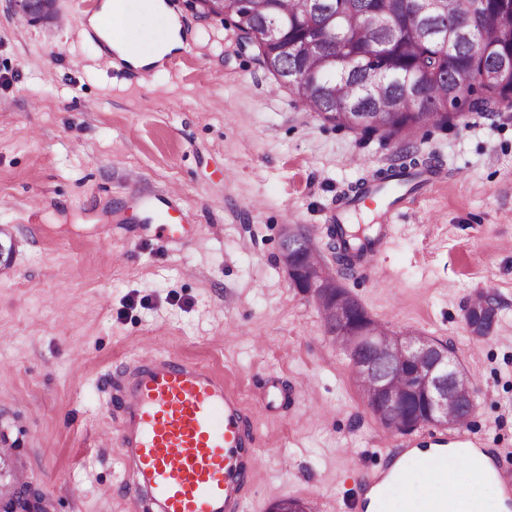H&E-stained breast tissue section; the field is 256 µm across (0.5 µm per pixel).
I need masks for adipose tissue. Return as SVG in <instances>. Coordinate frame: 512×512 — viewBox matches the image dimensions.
I'll use <instances>...</instances> for the list:
<instances>
[{"label":"adipose tissue","instance_id":"ef3b65f1","mask_svg":"<svg viewBox=\"0 0 512 512\" xmlns=\"http://www.w3.org/2000/svg\"><path fill=\"white\" fill-rule=\"evenodd\" d=\"M142 22L150 25L145 44L126 34L132 24ZM88 24L102 39L105 55L142 71L184 46L181 22L165 0H102Z\"/></svg>","mask_w":512,"mask_h":512}]
</instances>
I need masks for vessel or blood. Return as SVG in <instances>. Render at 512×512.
Here are the masks:
<instances>
[{"label": "vessel or blood", "instance_id": "obj_1", "mask_svg": "<svg viewBox=\"0 0 512 512\" xmlns=\"http://www.w3.org/2000/svg\"><path fill=\"white\" fill-rule=\"evenodd\" d=\"M387 238V227H380L363 249L365 275L375 272ZM115 389L118 426L111 438L124 463V484L141 512H245L261 435L237 391L209 365L165 353L125 364ZM423 436L434 456L451 453L460 462L475 443L465 423L451 436L426 428L418 437H391L387 468L361 476L377 512H391L386 487L399 473L400 458L420 450Z\"/></svg>", "mask_w": 512, "mask_h": 512}]
</instances>
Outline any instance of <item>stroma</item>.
I'll return each instance as SVG.
<instances>
[{
  "mask_svg": "<svg viewBox=\"0 0 512 512\" xmlns=\"http://www.w3.org/2000/svg\"><path fill=\"white\" fill-rule=\"evenodd\" d=\"M102 0H56L69 24L26 20L0 0V448L49 512H134L110 382L164 351L223 375L253 411L262 464L247 512L323 498L354 512L358 475L386 467V428L358 389L316 302L279 261L284 223L326 227L351 187L410 151L433 158L408 192L376 275L340 282L376 322L447 345L476 391L471 430L512 473V110L385 139L294 104L231 20L167 0L184 46L148 75L108 66L89 17ZM178 187L175 239L157 236L156 196ZM39 200L31 217L28 204ZM496 307L484 337L465 322ZM310 379L266 410L265 384Z\"/></svg>",
  "mask_w": 512,
  "mask_h": 512,
  "instance_id": "35a3bbf8",
  "label": "stroma"
}]
</instances>
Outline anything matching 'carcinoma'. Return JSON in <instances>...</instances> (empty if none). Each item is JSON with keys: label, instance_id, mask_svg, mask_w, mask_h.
I'll use <instances>...</instances> for the list:
<instances>
[{"label": "carcinoma", "instance_id": "1", "mask_svg": "<svg viewBox=\"0 0 512 512\" xmlns=\"http://www.w3.org/2000/svg\"><path fill=\"white\" fill-rule=\"evenodd\" d=\"M251 28L263 32L274 28L278 37L276 53L264 67L281 86L295 74L305 72L311 85L296 95L295 104L334 123L353 128L351 116L373 109L386 113L393 98L401 109L380 130L365 122L358 130L383 137L398 136L427 124H446L459 113L454 96L457 80L475 75L490 62H512V37L498 35L495 24L512 19V0H438L436 7L422 15L415 13L411 0H249ZM316 43L334 58L333 68L321 73L319 59L304 51ZM470 93V112H498L512 109V83L476 85ZM431 162L410 153L402 161L379 172L378 184L392 181L406 185ZM293 245L295 280L303 284L310 270L325 280L336 275L322 264L309 228L297 226ZM329 248L333 250L340 273L348 275L356 266L355 255L347 248L339 225L327 227ZM472 302L481 304L471 331L483 337L491 330L495 308L479 294ZM319 310H341L348 317L350 333L375 341L385 348L386 359L378 370L386 372L398 362L399 350L388 337L389 329L371 319L361 304L343 288L320 291ZM472 383L448 392V420L458 424L474 410L468 400ZM404 430L428 422L423 398L410 399L401 415Z\"/></svg>", "mask_w": 512, "mask_h": 512}]
</instances>
